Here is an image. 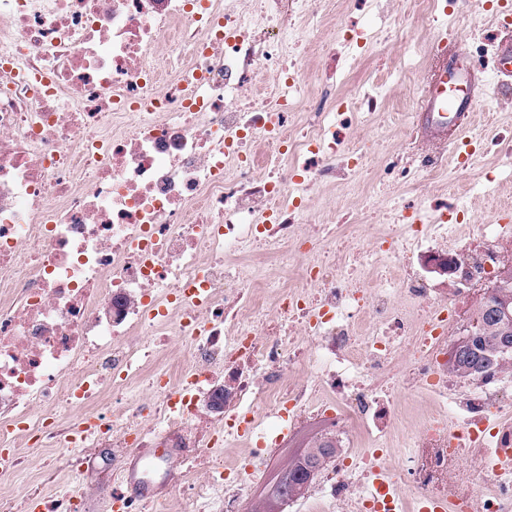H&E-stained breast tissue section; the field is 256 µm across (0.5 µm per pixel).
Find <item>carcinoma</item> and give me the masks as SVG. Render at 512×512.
<instances>
[{
    "label": "carcinoma",
    "mask_w": 512,
    "mask_h": 512,
    "mask_svg": "<svg viewBox=\"0 0 512 512\" xmlns=\"http://www.w3.org/2000/svg\"><path fill=\"white\" fill-rule=\"evenodd\" d=\"M470 320L479 327V342L454 356L448 355L449 368L463 380L486 379L512 361V350L506 349L507 344H512V267L504 272L496 293L474 307ZM340 452L336 438L321 433L308 443L303 453L288 462L281 475L288 480L296 499L305 498L313 480Z\"/></svg>",
    "instance_id": "carcinoma-1"
}]
</instances>
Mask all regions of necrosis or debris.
Returning a JSON list of instances; mask_svg holds the SVG:
<instances>
[{
  "label": "necrosis or debris",
  "instance_id": "1",
  "mask_svg": "<svg viewBox=\"0 0 512 512\" xmlns=\"http://www.w3.org/2000/svg\"><path fill=\"white\" fill-rule=\"evenodd\" d=\"M330 6L0 0L1 479L23 432L124 454L162 437L208 473L187 484L198 512H225L320 417L351 446L323 482L331 512H512V365L466 383L448 369L459 301L512 260V226L460 237L463 203L430 193L418 222L383 206L369 231L307 206L363 175L351 131L384 107L326 90L301 109L311 47L332 84L354 44L324 37ZM172 336L184 362L152 367ZM239 443L248 458L213 461Z\"/></svg>",
  "mask_w": 512,
  "mask_h": 512
}]
</instances>
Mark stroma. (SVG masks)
<instances>
[{
	"label": "stroma",
	"instance_id": "1",
	"mask_svg": "<svg viewBox=\"0 0 512 512\" xmlns=\"http://www.w3.org/2000/svg\"><path fill=\"white\" fill-rule=\"evenodd\" d=\"M412 12L413 0H335L329 19L332 27L350 30L368 39L366 47L357 52L346 81L337 84V96L353 95L358 86L376 78L387 76L391 79L385 101V112L391 117L389 128L384 130L373 124L362 133L363 138L377 149L397 147L409 137L410 127L404 124L403 119L405 113L417 109L415 85L419 80L430 78L433 73L432 59L408 54L409 45L423 36L417 24L407 25L399 31L396 41L386 45L377 44L372 38L375 32L393 28L395 15H409ZM504 16L505 11L500 8L498 0H466L461 18L436 23L432 31L437 34L454 30L473 56L488 61L492 58L498 24ZM472 128L482 132L489 141L512 131V102L502 103L500 94L490 93L481 100ZM490 160V155L478 152L468 167L460 168L453 158H446L443 161L446 179L421 176L420 188L416 191L404 179L390 177L373 186L357 183L350 187L340 185L334 189H319L313 203L320 206L333 202L358 213L384 205L391 198L413 203L417 200L418 191L434 190L464 201L467 212L457 227L458 235L463 236L472 233L477 225L496 223L499 212L504 207H512V175L488 172ZM322 428V423L312 422L290 434L284 446L265 459L257 474L247 480L237 497L235 512H250L252 504L280 467ZM14 452L30 463L23 474L7 484V491L15 500L18 512H27V505L34 495L47 498L74 489L82 490L86 495L85 512H110V449H89L83 472L78 476L64 461L48 460L41 449L32 447L28 439L18 440Z\"/></svg>",
	"mask_w": 512,
	"mask_h": 512
}]
</instances>
